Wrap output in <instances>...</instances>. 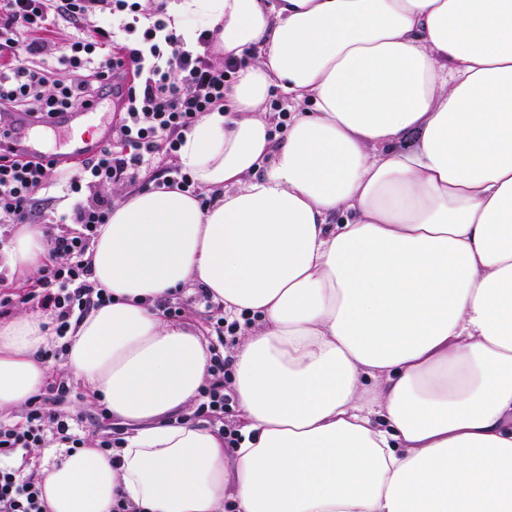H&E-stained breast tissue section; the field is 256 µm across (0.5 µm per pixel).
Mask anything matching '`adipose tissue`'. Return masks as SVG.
<instances>
[{"label": "adipose tissue", "instance_id": "adipose-tissue-1", "mask_svg": "<svg viewBox=\"0 0 512 512\" xmlns=\"http://www.w3.org/2000/svg\"><path fill=\"white\" fill-rule=\"evenodd\" d=\"M195 49H251L184 134L210 204L129 192L91 250L112 295L62 369L121 448L14 466L43 512H512V0H168ZM281 87L303 112L278 136ZM43 228L0 250L14 284ZM199 285L251 323L231 349L238 447L184 417L203 333L158 304ZM44 317L0 322V412L47 384Z\"/></svg>", "mask_w": 512, "mask_h": 512}]
</instances>
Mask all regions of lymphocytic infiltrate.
I'll return each mask as SVG.
<instances>
[{
	"label": "lymphocytic infiltrate",
	"mask_w": 512,
	"mask_h": 512,
	"mask_svg": "<svg viewBox=\"0 0 512 512\" xmlns=\"http://www.w3.org/2000/svg\"><path fill=\"white\" fill-rule=\"evenodd\" d=\"M138 0H0V59L9 58L11 73L0 75V112H22L33 123L49 124L61 112H81L96 105L104 91L120 95L124 104L112 125V142L91 157L65 184L72 204L48 227L53 259L39 279L36 291L11 297L0 295V308L35 302L49 315L60 345L42 353L58 363L67 350L62 340L74 317L111 301L106 289L92 281L90 243L107 223L114 200L101 195L106 184L134 182L141 169L159 156H176L183 134L216 106L223 104L230 77L238 62H215L212 37L197 34V50L166 22L164 7H157L148 25H141ZM119 19L125 40L115 32L93 27L79 33L69 53L55 55L48 34L57 18L83 21L93 13ZM27 55L48 57V67H27ZM13 126H0V223H28L35 195L47 183L51 167L41 158L11 148ZM230 361L214 354L211 378L195 410L209 424L222 423L231 396L224 390ZM73 392L62 378H53L43 392L27 402L24 421L0 423V512H42L41 490L32 478L5 466V458L21 451L67 445L84 447L92 421L72 419L58 411Z\"/></svg>",
	"instance_id": "obj_1"
}]
</instances>
